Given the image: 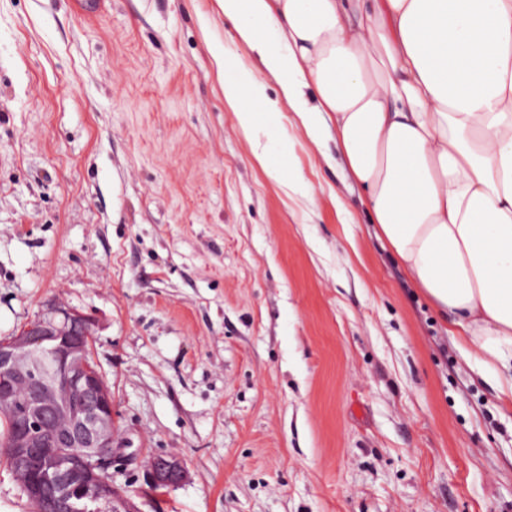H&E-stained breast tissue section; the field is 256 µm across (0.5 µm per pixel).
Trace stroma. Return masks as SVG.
<instances>
[{"instance_id":"35a3bbf8","label":"stroma","mask_w":512,"mask_h":512,"mask_svg":"<svg viewBox=\"0 0 512 512\" xmlns=\"http://www.w3.org/2000/svg\"><path fill=\"white\" fill-rule=\"evenodd\" d=\"M0 0V340L95 319L141 512H512V410L379 239L334 140L247 141L216 0ZM297 171L307 198L256 162ZM332 155L326 164L324 155ZM159 454L187 477L148 497Z\"/></svg>"}]
</instances>
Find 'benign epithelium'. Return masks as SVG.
Returning a JSON list of instances; mask_svg holds the SVG:
<instances>
[{
  "label": "benign epithelium",
  "mask_w": 512,
  "mask_h": 512,
  "mask_svg": "<svg viewBox=\"0 0 512 512\" xmlns=\"http://www.w3.org/2000/svg\"><path fill=\"white\" fill-rule=\"evenodd\" d=\"M42 330L28 326L16 336L0 342V368L23 376L45 366L50 357L49 380L41 385L30 403L28 429L11 441L12 471L36 512H44L48 493H53L55 512H76L77 503L88 500L107 506L115 499L114 487L99 477L112 467L114 407L112 391L104 375L91 362L92 320L75 310L51 305L41 314ZM53 340L49 355L44 341ZM16 400L12 390L0 388V416H13ZM65 419L55 433V447H40L38 433L45 415ZM187 477L183 462L159 455L151 462V486H175Z\"/></svg>",
  "instance_id": "benign-epithelium-1"
}]
</instances>
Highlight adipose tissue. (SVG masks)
<instances>
[{"instance_id":"ef3b65f1","label":"adipose tissue","mask_w":512,"mask_h":512,"mask_svg":"<svg viewBox=\"0 0 512 512\" xmlns=\"http://www.w3.org/2000/svg\"><path fill=\"white\" fill-rule=\"evenodd\" d=\"M262 83L211 46L244 134L336 141L416 288L512 407V0H217Z\"/></svg>"}]
</instances>
